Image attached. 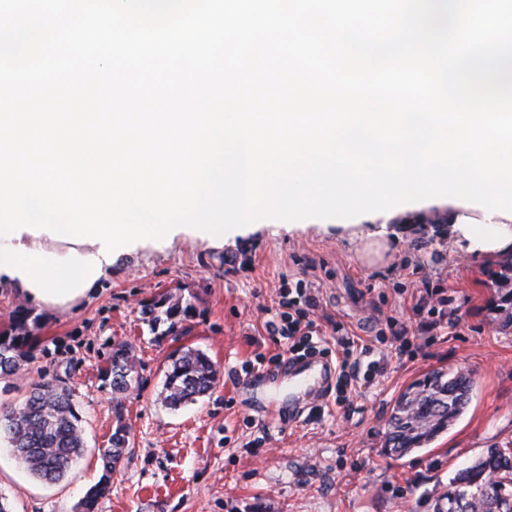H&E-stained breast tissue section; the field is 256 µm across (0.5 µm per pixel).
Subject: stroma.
I'll return each instance as SVG.
<instances>
[{
    "label": "stroma",
    "instance_id": "stroma-1",
    "mask_svg": "<svg viewBox=\"0 0 512 512\" xmlns=\"http://www.w3.org/2000/svg\"><path fill=\"white\" fill-rule=\"evenodd\" d=\"M452 204L356 225L256 223L224 243L178 234L121 251L88 301L65 311L25 302L0 279V325L18 307L38 319V343L13 375L0 376V415L45 379L71 388L85 451L53 484L41 482L0 448V494L14 512H78L100 478V452L117 421L129 452L97 512H433L454 472L489 448H512V282L497 283L499 262L457 250ZM366 233L389 246L382 261L362 257ZM310 290L322 338L336 325L371 341L379 370L360 376L344 406L327 396L314 409L287 382L270 388V359L286 355L270 329L285 292ZM160 297L191 304L175 334L157 336L142 320ZM456 329H449L448 319ZM406 328L404 341L393 333ZM131 345L137 385L116 401L100 374L113 344ZM206 353L220 380L177 409L160 393L171 355ZM470 371L471 402L429 448L396 458L384 450L386 422L402 391L435 369ZM305 411L285 423L290 400Z\"/></svg>",
    "mask_w": 512,
    "mask_h": 512
}]
</instances>
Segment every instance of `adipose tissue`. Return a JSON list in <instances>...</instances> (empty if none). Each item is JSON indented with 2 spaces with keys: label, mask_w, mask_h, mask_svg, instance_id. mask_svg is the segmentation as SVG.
<instances>
[{
  "label": "adipose tissue",
  "mask_w": 512,
  "mask_h": 512,
  "mask_svg": "<svg viewBox=\"0 0 512 512\" xmlns=\"http://www.w3.org/2000/svg\"><path fill=\"white\" fill-rule=\"evenodd\" d=\"M111 271L95 245L27 232L11 240L0 238V277L48 309H70L88 300Z\"/></svg>",
  "instance_id": "1"
}]
</instances>
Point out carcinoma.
I'll return each mask as SVG.
<instances>
[{
    "mask_svg": "<svg viewBox=\"0 0 512 512\" xmlns=\"http://www.w3.org/2000/svg\"><path fill=\"white\" fill-rule=\"evenodd\" d=\"M192 306L161 298L147 304L143 319L150 331L166 326L174 331L191 314ZM38 320L24 308L9 317L0 331V374L11 375L28 360ZM112 392L125 396L136 385L132 348L121 342L113 345L107 365L101 370ZM219 371L210 358L198 349H187L171 356L165 372L163 403L176 409L206 395L216 384ZM473 392L471 373L433 371L414 380L400 395L387 420L384 448L387 453L404 457L427 447L460 418ZM118 422L101 452L103 473L90 487L81 503L82 512H95L100 498L109 491L112 474L128 448V430L122 422V401L114 405ZM81 417L75 409L71 391L46 380L35 387L19 406L0 417V432L17 448V460L31 474L49 482L61 480L81 457L84 442ZM467 495L472 512H512V448L494 452L458 470L449 479L441 499L448 501Z\"/></svg>",
    "mask_w": 512,
    "mask_h": 512,
    "instance_id": "obj_1",
    "label": "carcinoma"
}]
</instances>
